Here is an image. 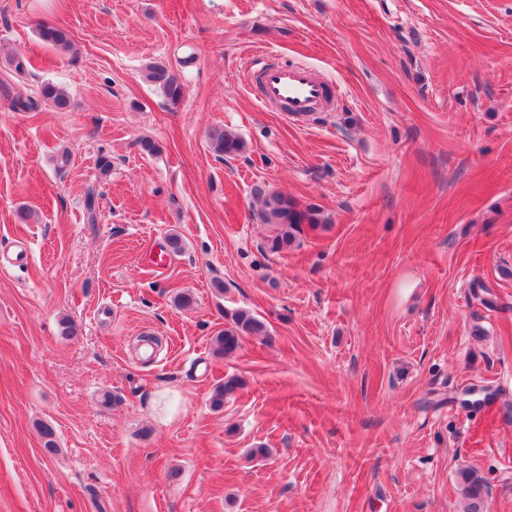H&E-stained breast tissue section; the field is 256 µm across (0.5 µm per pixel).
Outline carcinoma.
I'll list each match as a JSON object with an SVG mask.
<instances>
[{
    "mask_svg": "<svg viewBox=\"0 0 512 512\" xmlns=\"http://www.w3.org/2000/svg\"><path fill=\"white\" fill-rule=\"evenodd\" d=\"M39 35L44 43L52 46L69 44V34L61 27L43 25ZM145 79L158 87L172 105L179 104L184 98L185 87L179 73L163 61L148 63L145 67ZM39 97L41 101L59 111H65L71 105L68 92L53 83L43 84ZM208 141L212 151L220 158L234 157L244 149V142L221 126L209 129ZM252 192L259 204L257 216L270 230L263 242L264 249L269 253L278 254L293 245L303 225L321 223L318 211L311 207L301 209L294 200L270 192L261 185L254 186ZM266 333L267 326L261 318L245 310H236L230 314L228 326L214 339L215 353L229 356L241 348L243 337L264 336ZM239 386L240 382L236 378H230L216 386L211 396L212 406L223 407L224 398L230 396ZM459 477L466 501V512H485L484 479L470 469L461 470Z\"/></svg>",
    "mask_w": 512,
    "mask_h": 512,
    "instance_id": "carcinoma-1",
    "label": "carcinoma"
}]
</instances>
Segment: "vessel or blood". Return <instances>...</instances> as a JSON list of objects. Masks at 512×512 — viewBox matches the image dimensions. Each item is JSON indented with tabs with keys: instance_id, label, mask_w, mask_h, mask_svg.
Segmentation results:
<instances>
[{
	"instance_id": "obj_1",
	"label": "vessel or blood",
	"mask_w": 512,
	"mask_h": 512,
	"mask_svg": "<svg viewBox=\"0 0 512 512\" xmlns=\"http://www.w3.org/2000/svg\"><path fill=\"white\" fill-rule=\"evenodd\" d=\"M245 82L259 92L263 106H274L291 116L314 111L340 97L339 88L324 83L318 74L304 66L281 67L261 56L245 75Z\"/></svg>"
}]
</instances>
